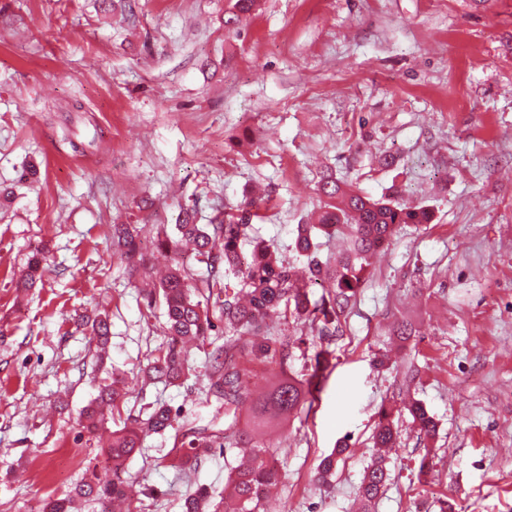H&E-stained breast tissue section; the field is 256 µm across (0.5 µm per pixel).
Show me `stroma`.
Here are the masks:
<instances>
[{
    "instance_id": "obj_1",
    "label": "stroma",
    "mask_w": 512,
    "mask_h": 512,
    "mask_svg": "<svg viewBox=\"0 0 512 512\" xmlns=\"http://www.w3.org/2000/svg\"><path fill=\"white\" fill-rule=\"evenodd\" d=\"M229 3L0 0V512H42L105 467L108 433L83 434L78 413L162 349L163 306L144 288L174 259L204 273L193 251L156 248L180 211L211 224L261 192L253 232L292 262L329 174L433 221L371 256L318 401L264 432L269 512H359L382 406L400 445L371 512H439L442 499L448 512H512V0H259L234 32ZM116 224L144 227L137 270L112 256ZM40 249L42 285L19 290ZM99 311L102 349L86 325ZM399 322L415 337L393 336ZM190 362L195 378L144 386L122 414L159 399L224 429L207 351ZM413 400L435 439L419 436ZM343 437L320 490L315 469ZM172 445L153 435L127 463L142 512L224 489L222 450L184 469ZM413 423L418 428L420 434L426 438L433 439L437 433V424L430 416L422 403H415L409 409Z\"/></svg>"
}]
</instances>
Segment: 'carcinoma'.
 Listing matches in <instances>:
<instances>
[{
    "label": "carcinoma",
    "instance_id": "obj_1",
    "mask_svg": "<svg viewBox=\"0 0 512 512\" xmlns=\"http://www.w3.org/2000/svg\"><path fill=\"white\" fill-rule=\"evenodd\" d=\"M256 0H232L224 16V27L232 30L241 16L251 13ZM320 194L324 205L311 224H300L294 240L297 257L303 260L306 278H296L294 266L283 259L259 236L249 235L252 222L258 217L256 200L244 201L232 212L224 214L217 224H197L193 213L184 211L175 224L177 239L160 241V247L175 251L179 243L191 242L199 261L206 264L208 276L194 278L182 265L175 263L159 288L147 295L148 303L162 298L166 316L165 346L143 370V383L177 385L193 371L183 350V344L195 340L200 345L209 343L217 328L214 313L224 320V346L216 349L208 373V394L224 404L226 412H236L250 399L248 371L239 366L235 353L244 349L248 337L256 334L272 317H291L308 325L320 337V343H331L334 337L344 335L346 312L354 304L356 293L363 282L364 263L371 254L386 246L396 229L408 224H429L431 211L424 206L409 205L392 199L374 200L364 194L343 187L333 176L323 178ZM143 227L137 224L112 225L113 254L131 268L144 263L138 240ZM342 234L349 246L345 252L325 262L318 259L317 235ZM250 252L244 253V245ZM44 265L34 257L25 276L18 282L20 288H33L41 279ZM330 284V290L318 299H312L311 288ZM92 340L101 347L108 342L110 322L107 316L97 315L91 321ZM258 357L276 359L280 366L288 365L293 351L287 343L279 347L261 345L252 348ZM325 360L322 353L305 364L298 374L282 372V377L253 400L246 426L230 424L224 431H213L204 426L179 423L178 414L164 402L149 403L143 408L146 418L128 417L123 426L112 431V440L106 454L109 472H92L64 498L45 501L42 512H72L76 500L92 502L101 512H109L108 505L126 499V463L143 449L146 438L167 431L174 432L173 447L181 466L195 468L202 454L211 448H221L224 455L236 448L249 450V458L239 467L230 463L224 484V496L213 501L212 512H260L267 488L276 480L264 460L267 449L257 440L262 431L289 420L312 403L311 384L323 376ZM134 389L117 386V382L102 387L95 401L80 412L84 432L95 434L104 423L103 407L120 411ZM419 432L429 439L437 433V424L421 403L409 409ZM375 448H396L399 433L391 412L378 411V422L372 434ZM348 444L337 442L330 454L321 458L315 480L326 486L337 458ZM387 478L385 458L373 457L366 467L359 488L364 512L383 492ZM212 497L207 487L201 486L188 494L181 504V512H201L202 502Z\"/></svg>",
    "mask_w": 512,
    "mask_h": 512
}]
</instances>
